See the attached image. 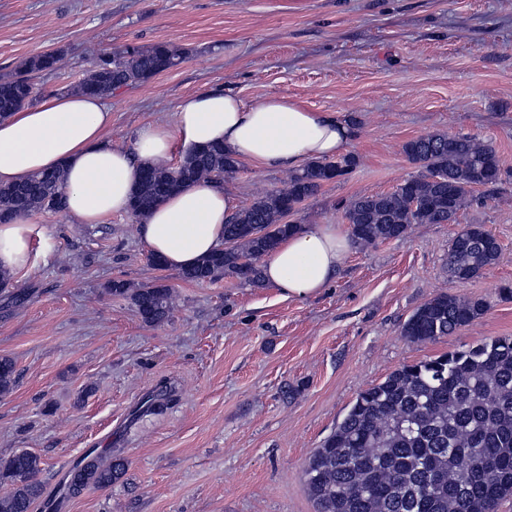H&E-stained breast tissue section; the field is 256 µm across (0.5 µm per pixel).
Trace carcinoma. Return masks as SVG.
Returning a JSON list of instances; mask_svg holds the SVG:
<instances>
[{
  "label": "carcinoma",
  "instance_id": "carcinoma-1",
  "mask_svg": "<svg viewBox=\"0 0 512 512\" xmlns=\"http://www.w3.org/2000/svg\"><path fill=\"white\" fill-rule=\"evenodd\" d=\"M185 53L166 42L144 48L124 45L100 57L77 85L79 92L107 97L122 86L148 82ZM60 50L28 58L17 76L0 82V116L37 98L29 74L60 67ZM423 172L387 194L344 202L356 243L399 239L414 224H449L474 200L476 187L492 185L503 171L495 148L464 134L432 133L402 146ZM352 156L312 161L288 177L286 186L255 199L224 225V249L181 273L186 281L221 276L258 285V261L300 225L285 221L321 188L346 176ZM239 162L212 146L188 154L173 167L146 169L136 186L130 215L141 220L173 191L220 181ZM37 173L17 185L0 186V220L21 212L64 210L65 175ZM496 238L480 225H465L448 249L451 276L468 281L499 258ZM107 295L128 298L148 325L168 320L174 295L162 283L132 288L112 281ZM479 298L438 294L402 325L413 342L434 341L481 317ZM15 363L0 358V395L13 389ZM41 458L20 452L0 463V512H32L44 489ZM125 473L123 460L91 453L70 470L67 494L107 488ZM307 491L317 512H496L512 496V336H498L465 350L403 365L359 393L345 417L309 456Z\"/></svg>",
  "mask_w": 512,
  "mask_h": 512
}]
</instances>
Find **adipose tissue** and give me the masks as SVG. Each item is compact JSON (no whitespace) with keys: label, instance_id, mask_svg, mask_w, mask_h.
Listing matches in <instances>:
<instances>
[{"label":"adipose tissue","instance_id":"adipose-tissue-1","mask_svg":"<svg viewBox=\"0 0 512 512\" xmlns=\"http://www.w3.org/2000/svg\"><path fill=\"white\" fill-rule=\"evenodd\" d=\"M111 125V105L82 93L48 97L0 117V185L63 170L68 215L77 224H99L127 211L142 169L165 163L174 148L220 144L240 160L292 167L338 155L354 137L343 116L299 99L276 96L246 104L220 90L189 96L178 105L174 124L141 127L132 151L108 141ZM237 207L225 186L197 184L149 213L139 234L166 267L188 269L222 245L224 224ZM37 234L30 214L0 222V269L28 270ZM350 247L348 234L336 225H309L265 255L263 277L285 295H317Z\"/></svg>","mask_w":512,"mask_h":512}]
</instances>
